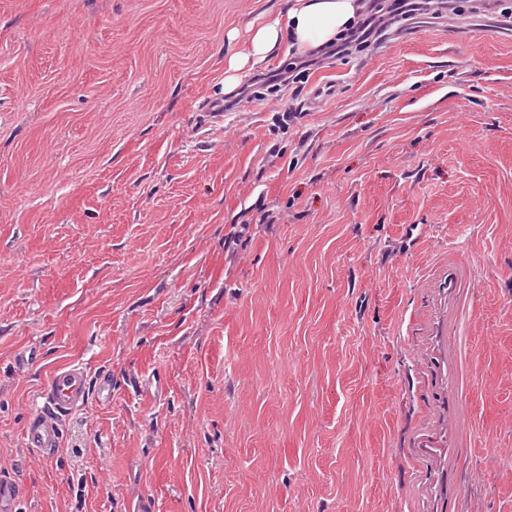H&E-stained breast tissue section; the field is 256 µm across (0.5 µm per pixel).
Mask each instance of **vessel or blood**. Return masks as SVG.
<instances>
[{"mask_svg": "<svg viewBox=\"0 0 512 512\" xmlns=\"http://www.w3.org/2000/svg\"><path fill=\"white\" fill-rule=\"evenodd\" d=\"M92 394L100 402H111V382L90 384L85 368L79 364L54 370L41 394V406L29 416L24 428L26 447L46 455L52 453L61 444L65 417L80 410ZM18 504L16 484L0 475V512H18Z\"/></svg>", "mask_w": 512, "mask_h": 512, "instance_id": "obj_1", "label": "vessel or blood"}]
</instances>
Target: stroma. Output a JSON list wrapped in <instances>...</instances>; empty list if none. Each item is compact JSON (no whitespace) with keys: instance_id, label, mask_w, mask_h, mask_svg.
Segmentation results:
<instances>
[{"instance_id":"stroma-1","label":"stroma","mask_w":512,"mask_h":512,"mask_svg":"<svg viewBox=\"0 0 512 512\" xmlns=\"http://www.w3.org/2000/svg\"><path fill=\"white\" fill-rule=\"evenodd\" d=\"M279 5L0 0L19 512H512V26L419 12L213 112ZM72 363L112 403L35 453Z\"/></svg>"}]
</instances>
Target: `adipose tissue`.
<instances>
[{
  "instance_id": "ef3b65f1",
  "label": "adipose tissue",
  "mask_w": 512,
  "mask_h": 512,
  "mask_svg": "<svg viewBox=\"0 0 512 512\" xmlns=\"http://www.w3.org/2000/svg\"><path fill=\"white\" fill-rule=\"evenodd\" d=\"M364 9V0H285L275 18L254 28L240 49L226 54L225 94L236 91L242 74L278 55L307 56L335 43Z\"/></svg>"
}]
</instances>
